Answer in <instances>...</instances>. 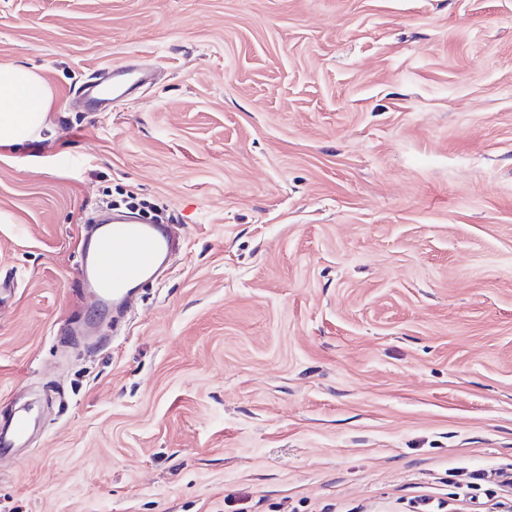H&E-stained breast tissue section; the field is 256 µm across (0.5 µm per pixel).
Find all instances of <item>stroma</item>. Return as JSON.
<instances>
[{"mask_svg":"<svg viewBox=\"0 0 512 512\" xmlns=\"http://www.w3.org/2000/svg\"><path fill=\"white\" fill-rule=\"evenodd\" d=\"M50 138L0 148V512H468L512 465V0H0ZM157 79L108 112L113 63ZM182 248L120 334L103 196ZM146 81V74L119 62L113 64L107 76L87 82L80 92V100L92 112H107L114 98L133 94ZM31 415L29 410H12L5 422L0 420V465L4 461L18 462L16 448L23 445L30 433Z\"/></svg>","mask_w":512,"mask_h":512,"instance_id":"35a3bbf8","label":"stroma"}]
</instances>
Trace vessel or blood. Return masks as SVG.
<instances>
[{"mask_svg": "<svg viewBox=\"0 0 512 512\" xmlns=\"http://www.w3.org/2000/svg\"><path fill=\"white\" fill-rule=\"evenodd\" d=\"M147 81L146 74L127 64H113L108 75L87 82L80 99L94 112H105L114 99L133 94ZM78 264V283L97 309L124 307L133 285L158 273L178 244L166 224H139L135 220L113 221L94 228L86 225ZM29 410H12L0 421V463L16 461V450L30 433Z\"/></svg>", "mask_w": 512, "mask_h": 512, "instance_id": "vessel-or-blood-1", "label": "vessel or blood"}]
</instances>
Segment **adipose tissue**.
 <instances>
[{
	"label": "adipose tissue",
	"instance_id": "adipose-tissue-1",
	"mask_svg": "<svg viewBox=\"0 0 512 512\" xmlns=\"http://www.w3.org/2000/svg\"><path fill=\"white\" fill-rule=\"evenodd\" d=\"M52 93L35 68L0 63V146H21L47 129Z\"/></svg>",
	"mask_w": 512,
	"mask_h": 512
}]
</instances>
